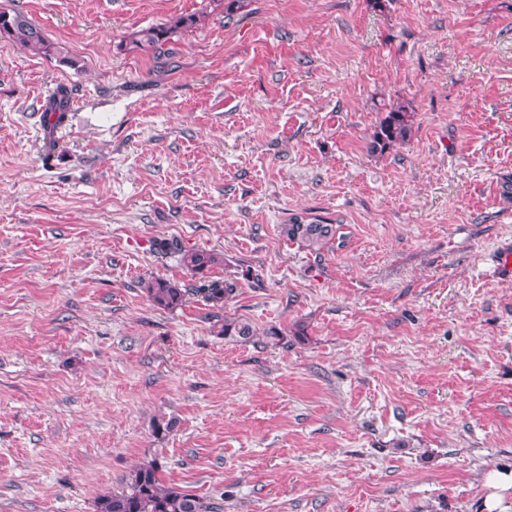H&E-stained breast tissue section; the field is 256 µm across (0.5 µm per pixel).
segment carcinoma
Masks as SVG:
<instances>
[{"instance_id": "obj_1", "label": "carcinoma", "mask_w": 512, "mask_h": 512, "mask_svg": "<svg viewBox=\"0 0 512 512\" xmlns=\"http://www.w3.org/2000/svg\"><path fill=\"white\" fill-rule=\"evenodd\" d=\"M200 17L191 14L173 21L131 33L129 43L144 52L155 53L170 40L179 29L196 26ZM6 38L30 51L51 56L59 54L58 48L50 42L23 12L0 9V39ZM70 112V93L66 86L55 88L45 108L44 127L48 143H53L54 130L62 125ZM413 115L408 106L394 103L386 108L385 116L379 121L372 134L370 149L384 153L405 142L411 135ZM283 235L290 241L301 243L309 252L320 254L336 235L332 224L317 221L307 222L296 216L282 227ZM156 252L165 257L180 254V262L188 270L200 274L218 262L215 254L199 250H183L172 241L160 240ZM151 301L163 309H174L183 304L187 295H196L215 305L224 304L235 290L234 284L226 281H209L195 288H182L164 278H155L144 285ZM216 333L220 336H238L248 339L254 336L249 321L239 318H224L215 322ZM160 466L156 463L136 468L131 474L126 490L101 497L97 503L98 512H214V506L203 499L175 487H165L159 478Z\"/></svg>"}]
</instances>
